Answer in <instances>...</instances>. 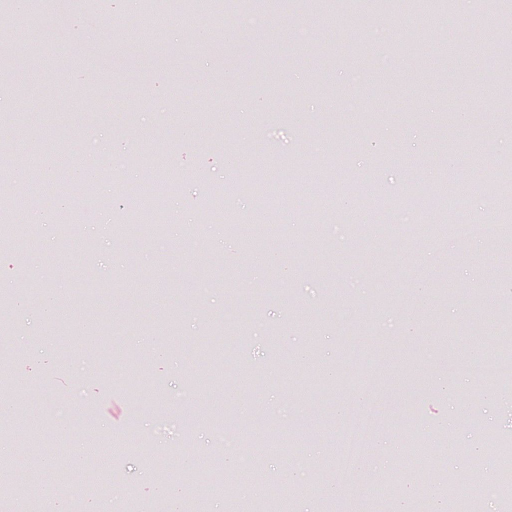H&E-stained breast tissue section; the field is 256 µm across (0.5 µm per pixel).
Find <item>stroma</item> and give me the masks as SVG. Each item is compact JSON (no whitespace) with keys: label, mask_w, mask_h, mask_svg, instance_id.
Returning a JSON list of instances; mask_svg holds the SVG:
<instances>
[{"label":"stroma","mask_w":512,"mask_h":512,"mask_svg":"<svg viewBox=\"0 0 512 512\" xmlns=\"http://www.w3.org/2000/svg\"><path fill=\"white\" fill-rule=\"evenodd\" d=\"M181 3L164 0L172 21L159 33L122 0H26L20 36L0 14V160L37 154L32 169L0 163V180L45 197L15 218L32 231L25 251L0 244V293L39 295L10 307L0 336V486L25 456L17 425L37 424L44 476L31 493L54 512H186L192 490L164 492L155 473H206L226 422L256 442L277 435L281 451L258 469L290 512H393L387 482L420 492L407 478L414 445L454 475L466 449L512 442V399L481 396L495 369L472 358L512 334L492 192L512 156L499 81L512 70V0L489 14L459 0L445 14L401 0L381 12L295 0L276 14L224 0L225 21L202 13L192 30ZM242 10L263 25L228 23ZM443 172L476 188L456 230L417 233L434 217L412 200ZM269 180L293 194L259 203L251 186ZM148 181L166 192L144 238L119 202ZM320 183L336 204L316 206ZM60 207L79 208L76 223L61 224ZM234 224L273 225L275 239L245 248ZM126 349L146 357L140 374ZM354 427L366 448L357 482L328 495ZM92 443L128 498L61 490L58 471L81 468L75 451Z\"/></svg>","instance_id":"1"}]
</instances>
